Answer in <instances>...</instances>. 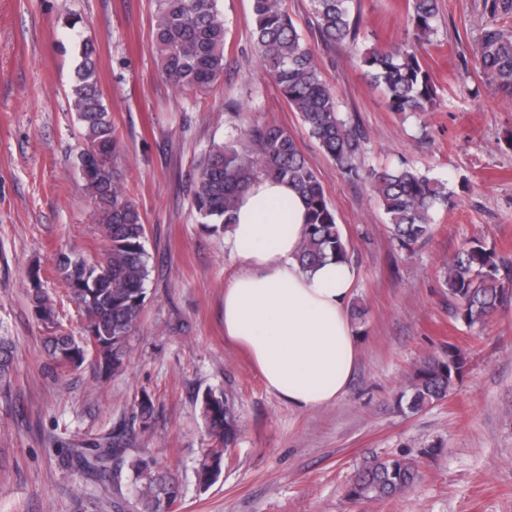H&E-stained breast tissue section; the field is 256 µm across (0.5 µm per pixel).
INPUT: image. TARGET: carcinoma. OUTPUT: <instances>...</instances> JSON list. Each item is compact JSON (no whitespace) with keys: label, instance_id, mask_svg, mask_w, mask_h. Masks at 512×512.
Returning a JSON list of instances; mask_svg holds the SVG:
<instances>
[{"label":"carcinoma","instance_id":"cac0c4a2","mask_svg":"<svg viewBox=\"0 0 512 512\" xmlns=\"http://www.w3.org/2000/svg\"><path fill=\"white\" fill-rule=\"evenodd\" d=\"M312 15L327 42L354 40L351 0H310ZM154 46L159 72L178 89L208 90L224 75V17L216 0H154ZM415 41L390 49H377L360 58L370 82L384 93L394 112L423 115L430 111L436 87L421 63V46L430 43L439 15V0H408ZM252 38L264 71L274 80L291 111L323 153L352 181L364 179L357 163L362 148L355 126L339 108L336 91L324 77L317 55L298 31L283 0H253ZM490 90L512 100V28L493 23L480 35L477 50ZM82 138L75 166L96 204L95 220L103 227L108 246L99 257L66 254L56 272L70 290L84 317V340L79 342L57 325L54 301L42 288L39 271L30 274L29 300L35 317L48 335L43 344L53 368L81 367L86 347L95 349V369L101 376L121 373L126 366L128 337L140 322L149 254L145 249L146 225L138 205L131 200L114 157L119 141L112 113L104 102L97 76L95 49L85 44L82 62L70 90ZM266 176L291 184L308 204V222L298 259L310 270L328 259L349 260L346 240L328 203L323 186L296 139L283 127L266 121L248 124L240 137L216 145L191 189V204L201 224L218 234L234 221L237 204L254 179ZM375 197L387 215L388 231L400 248L411 250L433 236V211L447 202L445 187L414 166L402 162L370 175ZM512 274V264L477 240L466 242L442 266L448 300L469 327L484 324L512 299L501 271ZM13 344L0 336V386L10 384ZM466 365L464 353L448 347L441 357L424 360L410 375L398 400L419 411L448 397ZM200 413L209 438L196 468V478L206 489L222 473L224 456L234 441V394L206 391ZM152 396H138L134 419L151 428ZM125 430L105 437L104 443L70 449L71 462L112 489L120 500L116 512H170L180 501L178 481L157 463L126 447ZM417 464L403 456L368 461L350 484L355 502L397 497L419 479Z\"/></svg>","mask_w":512,"mask_h":512}]
</instances>
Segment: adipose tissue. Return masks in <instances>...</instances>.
I'll return each instance as SVG.
<instances>
[{"instance_id": "obj_1", "label": "adipose tissue", "mask_w": 512, "mask_h": 512, "mask_svg": "<svg viewBox=\"0 0 512 512\" xmlns=\"http://www.w3.org/2000/svg\"><path fill=\"white\" fill-rule=\"evenodd\" d=\"M306 213L297 191L272 178L256 179L239 200L224 233L242 264L224 288V334L248 350L269 392L314 411L335 402L353 373L358 272L347 261L300 267Z\"/></svg>"}]
</instances>
